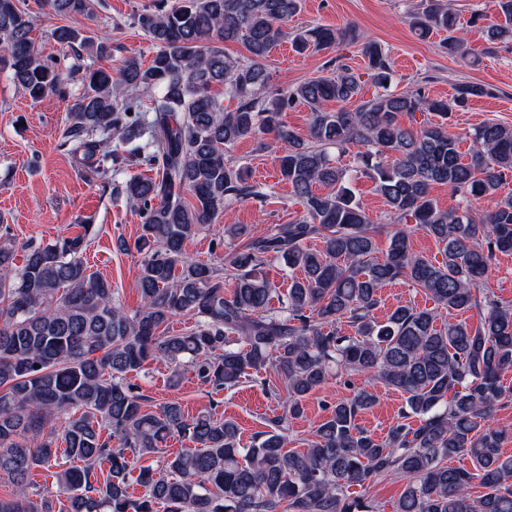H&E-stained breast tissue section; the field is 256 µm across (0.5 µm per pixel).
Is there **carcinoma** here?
I'll return each instance as SVG.
<instances>
[{
	"label": "carcinoma",
	"mask_w": 512,
	"mask_h": 512,
	"mask_svg": "<svg viewBox=\"0 0 512 512\" xmlns=\"http://www.w3.org/2000/svg\"><path fill=\"white\" fill-rule=\"evenodd\" d=\"M47 2L59 16L91 6ZM497 6L498 19L479 26L489 53L512 42V0ZM299 9L300 0L159 3L136 18L157 46L149 64L128 58L115 76L83 68V90L69 107L60 147L99 174L120 159L105 149L115 130L132 145L129 155L154 172L121 186L141 219L140 305L126 311L112 284L88 272L90 224L74 237L28 247L20 266L11 241L0 242V476L13 487L12 498H0V512H52L30 497L29 477L37 467L57 465L59 440L65 456L81 462L56 473L61 512H376L349 488L391 474L406 481L393 512H512V455L502 452L503 433L492 421L506 397L502 378L512 371V305L488 289L494 259L512 253V191L502 193L512 183V126L489 121L473 128L462 155L451 115L491 90L462 83L448 100L419 90L394 95L387 91L388 53L375 42L362 49L365 80L341 66L271 90L264 60L288 36L283 25ZM407 19L421 38L448 33V54L471 58L451 0H422ZM35 25L20 0H0V63L38 101L66 94L69 75L40 57ZM53 36L62 45L88 44L68 26ZM354 38L348 26H312L297 30L292 46L322 51ZM226 42L244 44L249 57L226 54ZM367 84L374 87L369 99ZM215 85L224 86L232 106L211 94ZM328 101L342 108L328 111ZM295 104L310 111L304 137L281 120ZM418 112L438 121L415 125ZM402 115L411 124H401ZM259 133L284 147L279 176L303 214L259 236L240 224L225 228L245 245L223 273L187 260L185 243L227 203L266 197L245 168L224 160L226 148ZM352 147L359 148L354 174L372 181L391 208L381 260L374 257L375 235L384 227L355 200L353 174L331 156ZM436 184L459 197L457 208L437 206ZM482 198L495 199L494 207L475 215L472 201ZM410 219L442 245L441 259L411 250ZM315 238L321 249L305 246ZM266 255L300 272L273 312L277 288L259 271ZM399 279L423 290L435 307L399 305L380 321L381 290ZM443 309L474 310L478 322L450 317L439 324ZM176 316L193 317L196 326L167 333ZM153 361L189 366L218 390L271 368L279 381L271 391L286 414L243 447L232 420L188 417L175 401L146 411L125 376ZM335 371L403 392L401 421L383 438L359 426L360 413L376 401L360 388L336 402L307 448L286 449L285 421L300 416L303 399ZM54 415L67 416L59 438L46 429ZM103 429L107 441L100 440ZM175 435L196 448L167 453L163 444ZM145 456L160 466L136 467ZM454 458L471 466L448 465ZM133 477L143 488L138 496L129 492ZM476 485L482 494L473 492Z\"/></svg>",
	"instance_id": "carcinoma-1"
}]
</instances>
